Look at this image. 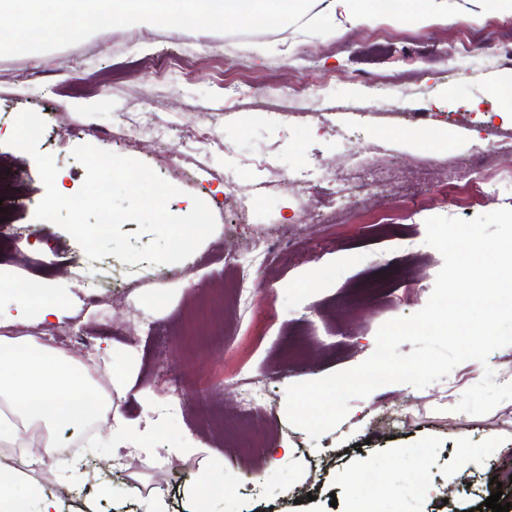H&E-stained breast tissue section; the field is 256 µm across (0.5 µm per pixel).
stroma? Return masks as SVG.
<instances>
[{"label":"stroma","instance_id":"stroma-1","mask_svg":"<svg viewBox=\"0 0 512 512\" xmlns=\"http://www.w3.org/2000/svg\"><path fill=\"white\" fill-rule=\"evenodd\" d=\"M470 25L481 37L453 72L446 58L460 38L456 22L422 29L385 20L323 36L291 25L251 40L139 23L37 59L0 56V182L10 210L0 223V279L63 287L66 314L46 334L80 329L88 345L64 352L94 362L103 391L112 388L113 352L130 353L136 390L121 410L141 430L164 427L148 456L112 453L108 423L93 427L99 446L85 473L88 491L109 490L102 512H150L156 490L161 512H190L209 457L223 459L225 487L210 512H349L345 475L378 487L368 512H491L489 478L501 466L512 472V401L481 416L448 406L452 393L479 382L477 361L421 389L389 384L353 399L346 418L316 440L285 409L288 385L356 367L374 352L383 323L425 306L443 265L425 242L426 219L512 209L504 175L512 159L492 154L481 175L468 172L473 149L512 147V101L491 94L512 62L498 70L484 63L512 38V16L482 9ZM310 76L328 80L326 103L297 96ZM26 109L45 121L38 149L71 191L86 176L72 152L91 144L147 164L178 188L172 214L200 197L214 233L174 264L89 260L62 227L34 217L43 183L32 157L8 143ZM420 131L436 146L409 149L406 134ZM356 152L391 190H364L340 207L327 189L349 178L346 157ZM299 170L324 193L289 183ZM489 182L497 193L486 204ZM259 237L292 241L294 260L225 263V253ZM410 244L423 258L417 279L379 287V270ZM86 278L100 284L92 307L83 301ZM240 284L252 301L239 300ZM169 372L182 376V393L163 384ZM246 376L263 380L268 420L230 430L224 417L244 397ZM492 436L497 452L458 468L460 448L486 447ZM283 447L292 456L272 462V449ZM420 461L428 489L416 494L407 485Z\"/></svg>","mask_w":512,"mask_h":512}]
</instances>
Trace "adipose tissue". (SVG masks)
Returning <instances> with one entry per match:
<instances>
[{
    "label": "adipose tissue",
    "instance_id": "adipose-tissue-1",
    "mask_svg": "<svg viewBox=\"0 0 512 512\" xmlns=\"http://www.w3.org/2000/svg\"><path fill=\"white\" fill-rule=\"evenodd\" d=\"M67 306L51 282L0 289V325L60 317ZM103 398L83 365L30 336H0V446L17 449L0 464V512H60L58 499L33 480L34 467H58L67 482L82 476V459L62 457L57 435L97 420Z\"/></svg>",
    "mask_w": 512,
    "mask_h": 512
}]
</instances>
